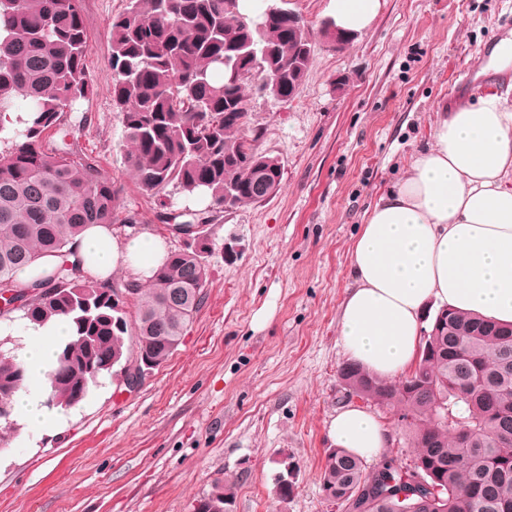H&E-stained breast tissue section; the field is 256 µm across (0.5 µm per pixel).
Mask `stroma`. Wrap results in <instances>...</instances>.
<instances>
[{
	"instance_id": "stroma-1",
	"label": "stroma",
	"mask_w": 512,
	"mask_h": 512,
	"mask_svg": "<svg viewBox=\"0 0 512 512\" xmlns=\"http://www.w3.org/2000/svg\"><path fill=\"white\" fill-rule=\"evenodd\" d=\"M327 4L290 0L316 31L313 65L291 100L252 102L260 150L282 160L280 190L205 227L203 302L137 389L106 375L63 410L59 431L0 426V512H194L218 478L235 480V512H343L321 473L330 421L350 401L338 336L350 247L364 212L430 143L438 112L512 83V70L478 73L512 36V0H382L340 52L319 33ZM126 5L82 0L93 84L73 109L92 121L78 137L124 188L118 233L146 230L174 251L185 243L159 212L196 202L172 187L141 194L112 105V20Z\"/></svg>"
}]
</instances>
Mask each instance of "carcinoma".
<instances>
[{"mask_svg": "<svg viewBox=\"0 0 512 512\" xmlns=\"http://www.w3.org/2000/svg\"><path fill=\"white\" fill-rule=\"evenodd\" d=\"M280 0L252 17L239 0H128L112 19V100L125 133V165L151 197L173 186L209 203L186 210L210 224L224 199L238 208L279 187L283 168L259 149L250 127L253 96L288 100L313 63V32L295 28ZM90 50L82 0H0V285L16 291L32 323L54 317L71 336L49 373L46 405L73 407L125 349L156 366L178 347L203 301L208 272L198 249L170 253L147 285L128 281L119 294L85 274L70 245L87 224H111L122 188L104 176L78 142L67 109L89 90ZM264 64L257 82L228 80L227 67ZM16 113L11 126L5 117ZM60 259L29 286L18 271L38 258ZM136 306L128 323V298ZM408 376L388 381L356 364L340 370L353 393L410 417L414 458L368 467L341 448L329 451L322 490L339 493L345 512H399L394 488L410 470H427L435 491L409 499L412 512H512V325L449 311L448 326L422 337ZM26 380L13 356L0 357V420ZM476 434L466 448L457 432ZM197 512H233L234 483L217 479Z\"/></svg>", "mask_w": 512, "mask_h": 512, "instance_id": "1", "label": "carcinoma"}]
</instances>
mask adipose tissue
<instances>
[{"instance_id":"adipose-tissue-1","label":"adipose tissue","mask_w":512,"mask_h":512,"mask_svg":"<svg viewBox=\"0 0 512 512\" xmlns=\"http://www.w3.org/2000/svg\"><path fill=\"white\" fill-rule=\"evenodd\" d=\"M381 0H329L341 29L357 33L376 18ZM74 249L101 283L122 267L149 282L166 257L162 239L142 232L118 238L111 226L87 225ZM351 284L339 309V336L352 362L393 380L406 373L421 343L429 303L512 323V85L443 110L433 142L365 213L349 252ZM28 336L20 351L27 380L12 398L34 432L59 418L45 406L48 374L69 324L0 319V330ZM333 447L364 459L381 455L391 434L371 412L348 404L328 431Z\"/></svg>"}]
</instances>
